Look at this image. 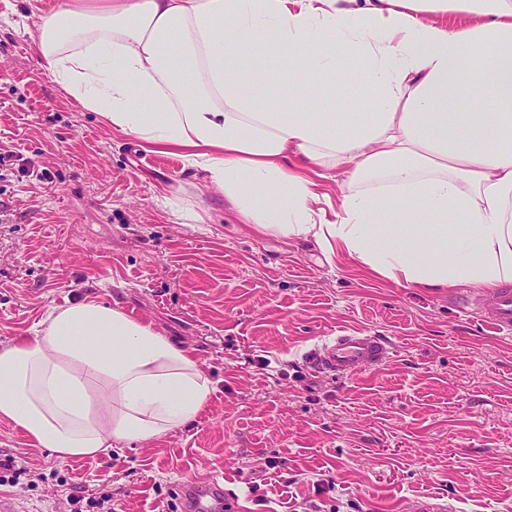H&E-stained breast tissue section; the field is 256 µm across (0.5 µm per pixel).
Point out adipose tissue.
Instances as JSON below:
<instances>
[{"label": "adipose tissue", "instance_id": "obj_1", "mask_svg": "<svg viewBox=\"0 0 512 512\" xmlns=\"http://www.w3.org/2000/svg\"><path fill=\"white\" fill-rule=\"evenodd\" d=\"M266 34L315 111L260 98ZM31 37L51 82L258 231L414 288L512 282V0H57ZM344 56L373 93L361 118L326 85ZM213 389L190 348L93 298L0 347V420L61 460L183 428Z\"/></svg>", "mask_w": 512, "mask_h": 512}]
</instances>
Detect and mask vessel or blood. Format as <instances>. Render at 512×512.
<instances>
[{
    "mask_svg": "<svg viewBox=\"0 0 512 512\" xmlns=\"http://www.w3.org/2000/svg\"><path fill=\"white\" fill-rule=\"evenodd\" d=\"M483 320L492 329L512 334V287L496 291L482 308ZM393 353L388 338L362 331L328 338L310 354V362L322 373L343 378L387 363ZM182 512H238L237 500L225 496L224 481L216 476L196 478L181 484Z\"/></svg>",
    "mask_w": 512,
    "mask_h": 512,
    "instance_id": "obj_1",
    "label": "vessel or blood"
}]
</instances>
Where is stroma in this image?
<instances>
[{
  "label": "stroma",
  "instance_id": "stroma-1",
  "mask_svg": "<svg viewBox=\"0 0 512 512\" xmlns=\"http://www.w3.org/2000/svg\"><path fill=\"white\" fill-rule=\"evenodd\" d=\"M55 0H0V347L84 297L119 303L194 349L214 389L185 427L62 461L0 420V499L21 512H165L183 481L219 475L246 512H512V337L461 297L409 288L344 254L242 223L202 170L112 128L44 75L30 37ZM259 91L289 97L272 37ZM342 330L388 337L389 362L348 378L307 363ZM446 510V504L437 503L436 499L430 496L416 495L401 503V512H443Z\"/></svg>",
  "mask_w": 512,
  "mask_h": 512
}]
</instances>
